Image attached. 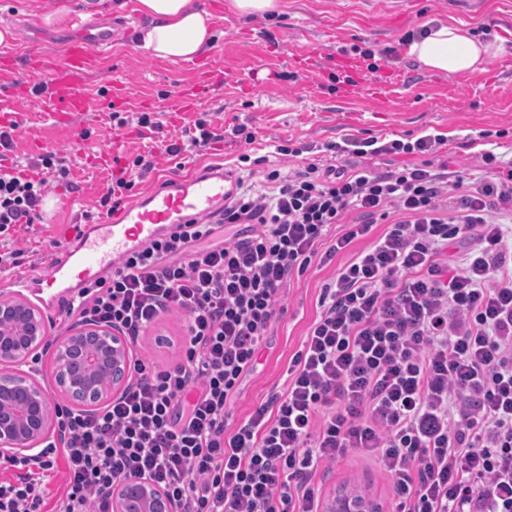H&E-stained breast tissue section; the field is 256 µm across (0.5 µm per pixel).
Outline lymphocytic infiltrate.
Listing matches in <instances>:
<instances>
[{
	"label": "lymphocytic infiltrate",
	"mask_w": 512,
	"mask_h": 512,
	"mask_svg": "<svg viewBox=\"0 0 512 512\" xmlns=\"http://www.w3.org/2000/svg\"><path fill=\"white\" fill-rule=\"evenodd\" d=\"M484 162L475 186L426 159L275 168L266 191L238 192L83 282L68 315L133 347L162 314L183 315L181 360L133 357L129 385L102 406L55 405L57 438L0 463L15 471L0 512H43L59 459L52 512H112L103 490L137 478L176 512H321L314 477L349 452L388 478L392 512H512V250L500 221L512 217V168L490 152ZM44 194V181L0 169V232L39 220ZM383 221L324 285L287 387L230 427L290 281Z\"/></svg>",
	"instance_id": "1"
}]
</instances>
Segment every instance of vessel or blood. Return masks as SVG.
I'll use <instances>...</instances> for the list:
<instances>
[{"mask_svg": "<svg viewBox=\"0 0 512 512\" xmlns=\"http://www.w3.org/2000/svg\"><path fill=\"white\" fill-rule=\"evenodd\" d=\"M114 39L113 33L83 23L77 38L67 45L60 64L44 65L42 53L33 48L24 65L11 60L1 65L0 77L12 87L36 89L43 100L56 105L59 117L92 112L97 110L98 102L86 94L80 78L93 65L96 49ZM235 189L234 176L221 169L153 189L119 215L83 232L78 250L55 257L45 281L52 285L75 274L94 278L99 270L114 266L118 258L153 240L164 228L219 212Z\"/></svg>", "mask_w": 512, "mask_h": 512, "instance_id": "1", "label": "vessel or blood"}]
</instances>
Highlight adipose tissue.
I'll use <instances>...</instances> for the list:
<instances>
[{
    "label": "adipose tissue",
    "instance_id": "1",
    "mask_svg": "<svg viewBox=\"0 0 512 512\" xmlns=\"http://www.w3.org/2000/svg\"><path fill=\"white\" fill-rule=\"evenodd\" d=\"M149 22L136 34L145 53L171 61L190 60L217 37L213 16L195 0H137ZM496 44L476 40L468 30L438 23L408 44V55L430 71L456 74L483 70L496 56Z\"/></svg>",
    "mask_w": 512,
    "mask_h": 512
}]
</instances>
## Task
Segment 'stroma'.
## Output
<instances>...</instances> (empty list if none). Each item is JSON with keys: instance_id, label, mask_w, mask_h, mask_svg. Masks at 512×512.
I'll return each instance as SVG.
<instances>
[{"instance_id": "stroma-1", "label": "stroma", "mask_w": 512, "mask_h": 512, "mask_svg": "<svg viewBox=\"0 0 512 512\" xmlns=\"http://www.w3.org/2000/svg\"><path fill=\"white\" fill-rule=\"evenodd\" d=\"M214 16L218 37L196 57L202 65L223 74L222 83L199 82L194 65L148 56L129 48L125 37L99 54L83 86L100 100L93 112L72 113L58 124L37 96L0 81V112L16 113L20 133L10 148L0 147V167L14 169L25 157L55 153L70 170L66 182L49 181L50 209L29 227L11 232L21 249L15 275L44 273L50 253L76 247L59 229L80 224L85 214L96 212L98 201L112 183V167L100 166L97 155L117 147L122 160L136 155L152 157L155 167L136 180L133 196H140L162 179L191 173L197 167L224 164L236 177L260 179L263 168L256 160L273 154L276 146L303 147L311 159H327L328 145L343 151L351 163L382 170L407 162H447L449 170L474 175L482 172V156L493 152L512 159V0H469L468 10H458L459 0H281L277 16H242L227 0H197ZM121 9L94 7L86 0H0V22L9 24L16 39L10 43L17 60H24L25 45L38 38L48 60H59L75 37L72 25H43L32 33L22 25L28 14L45 18L60 7L94 24L127 25L135 29L145 19L136 0H124ZM443 22L465 28L479 40L499 45L486 70L447 74L427 70L407 57L400 39L420 33L426 25ZM124 79L129 87L125 103L110 100V78ZM197 99L192 112H175L179 94ZM138 117L151 112L163 123L159 132L136 125L117 127L113 112ZM210 113L221 141L187 146L178 156H167L162 144L177 140L201 113ZM80 133L82 152L69 145ZM423 137L438 139L436 152L422 155L358 156L356 143L398 140L415 143ZM339 253L334 261L313 267L292 279L283 301L284 313L273 324L255 371L249 375L232 406L231 420L240 423L272 394L282 391L290 359L300 350L308 327L319 311L323 286L332 281L339 264L352 256ZM47 348L40 350L33 376L50 390V401L65 404L55 391L52 342L68 335L75 320L66 312L43 308ZM182 316L161 318L144 336L139 354L154 364L174 365L184 334ZM317 480L323 495L334 489L374 498L388 512L392 490L377 466L350 455L324 467Z\"/></svg>"}]
</instances>
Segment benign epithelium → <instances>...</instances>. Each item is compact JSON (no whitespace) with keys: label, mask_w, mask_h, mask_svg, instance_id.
<instances>
[{"label":"benign epithelium","mask_w":512,"mask_h":512,"mask_svg":"<svg viewBox=\"0 0 512 512\" xmlns=\"http://www.w3.org/2000/svg\"><path fill=\"white\" fill-rule=\"evenodd\" d=\"M46 327L41 311L21 297L0 295V457H23L43 443L52 431L47 389L20 365L44 344ZM56 389L87 410L95 409L109 391L120 392L128 382L130 351L119 332L91 323L75 326L54 348ZM112 377L110 389L99 377ZM139 498L143 512H174L170 500L145 479L104 491L112 512H124L127 494ZM329 512H377L376 504L352 491L341 490L329 499Z\"/></svg>","instance_id":"obj_1"}]
</instances>
